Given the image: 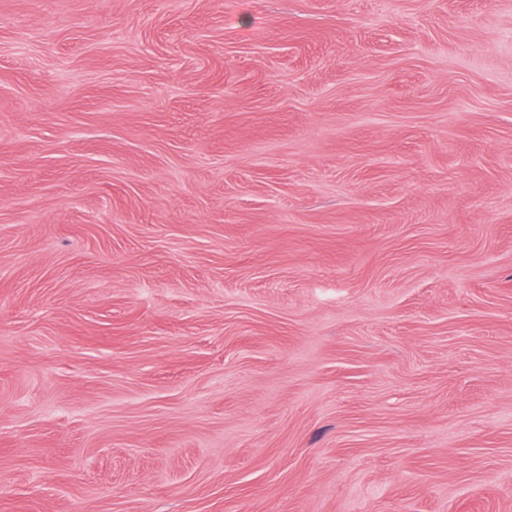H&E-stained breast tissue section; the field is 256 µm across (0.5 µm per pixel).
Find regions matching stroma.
Returning a JSON list of instances; mask_svg holds the SVG:
<instances>
[{
	"label": "stroma",
	"mask_w": 512,
	"mask_h": 512,
	"mask_svg": "<svg viewBox=\"0 0 512 512\" xmlns=\"http://www.w3.org/2000/svg\"><path fill=\"white\" fill-rule=\"evenodd\" d=\"M0 512H512V0H0Z\"/></svg>",
	"instance_id": "obj_1"
}]
</instances>
